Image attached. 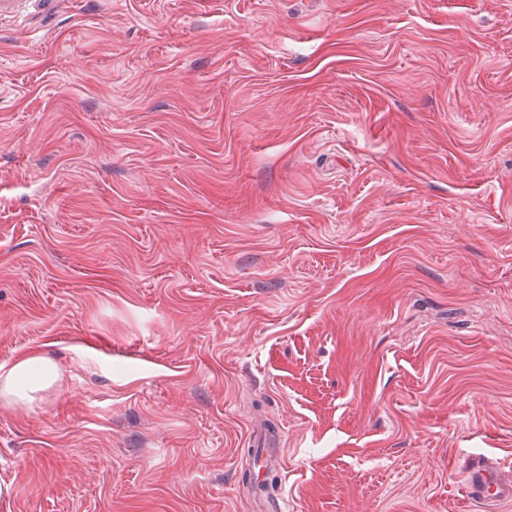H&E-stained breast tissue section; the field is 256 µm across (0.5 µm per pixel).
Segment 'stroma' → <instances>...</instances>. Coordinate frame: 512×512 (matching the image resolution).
<instances>
[{"label":"stroma","mask_w":512,"mask_h":512,"mask_svg":"<svg viewBox=\"0 0 512 512\" xmlns=\"http://www.w3.org/2000/svg\"><path fill=\"white\" fill-rule=\"evenodd\" d=\"M0 512H483L512 476V0H0ZM57 378L55 365L39 353L22 355L6 372L0 374V395L14 402H26ZM465 481L470 498L479 504L512 498V484L506 483L496 469L479 462L467 471Z\"/></svg>","instance_id":"obj_1"}]
</instances>
